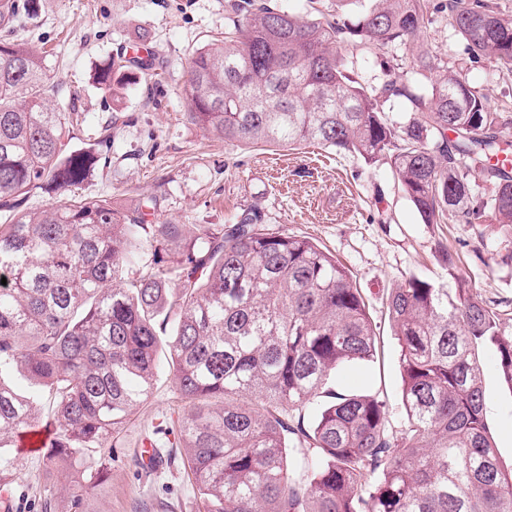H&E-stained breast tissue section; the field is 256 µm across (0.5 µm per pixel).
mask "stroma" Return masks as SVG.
Instances as JSON below:
<instances>
[{"instance_id":"1","label":"stroma","mask_w":512,"mask_h":512,"mask_svg":"<svg viewBox=\"0 0 512 512\" xmlns=\"http://www.w3.org/2000/svg\"><path fill=\"white\" fill-rule=\"evenodd\" d=\"M230 0H40L30 29L51 49L49 64L61 98L79 97L80 137L93 141L104 121L121 113L112 131L111 162L71 199L108 198L121 210L153 197V224H180L196 235L230 224L243 212L261 228L305 237L325 248L355 276L377 325L380 356L333 377L336 391L368 392L385 399L394 426L405 422L396 343L386 314L390 288L417 276L440 288L467 281L483 300L512 301V234L495 226L423 223L399 190L388 165L364 164L349 154L315 145L274 147L225 144L185 115L183 85L191 54L220 37ZM142 30L163 61L154 88L131 87L116 103L91 75L103 58L128 46ZM424 44L455 66L492 107L512 105V71L490 60L468 59L445 19L434 16ZM454 253L448 269L443 250ZM490 432L499 457L512 462V387L501 378L491 349H483ZM185 407L167 371L148 400L125 424L112 451V474L88 497L92 512H197V493L176 467L148 473L138 450L151 439L160 452L177 440L171 430ZM63 504V481L45 482L42 455L21 456L11 485L9 512H40L41 498Z\"/></svg>"}]
</instances>
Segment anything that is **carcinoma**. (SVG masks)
<instances>
[{
    "label": "carcinoma",
    "mask_w": 512,
    "mask_h": 512,
    "mask_svg": "<svg viewBox=\"0 0 512 512\" xmlns=\"http://www.w3.org/2000/svg\"><path fill=\"white\" fill-rule=\"evenodd\" d=\"M357 2L308 0L301 15L239 0L223 40L191 58L188 118L231 145L316 144L382 160L423 223L489 220L511 233L512 170L499 160L508 117L442 60L428 85L397 70L435 12L470 59L511 69L512 15L495 0ZM37 8L0 0V211L12 213L0 224V483L16 470V438L42 429L43 474L65 473L67 512H84L165 345L188 406L175 424L182 452L167 462L197 490L200 512H512V467L490 434L478 355L492 345L512 386V318L474 296L452 253L454 294L411 276L386 297L407 418L395 430L379 395L326 390L337 372L372 361L378 340L353 274L315 242L245 213L186 237L103 199L26 207L84 182L111 141L105 126L74 145L77 97L60 110L48 52L22 36ZM147 41L131 39L143 57L104 60L96 87L120 102L132 82L156 79ZM396 99L422 118H389L384 105ZM13 372L50 397L52 419ZM90 451L98 464L88 472Z\"/></svg>",
    "instance_id": "carcinoma-1"
}]
</instances>
